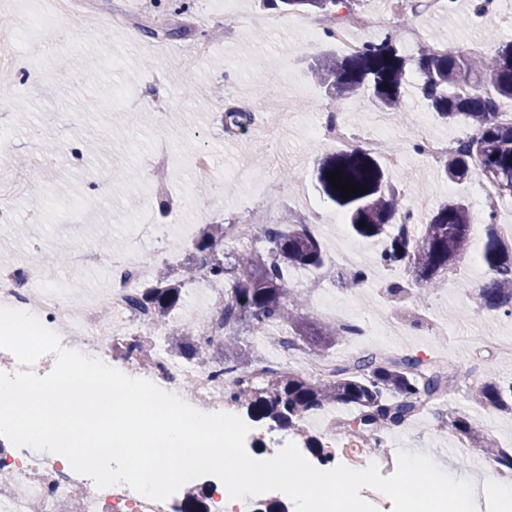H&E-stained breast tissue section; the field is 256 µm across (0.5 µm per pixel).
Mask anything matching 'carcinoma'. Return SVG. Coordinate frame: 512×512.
Listing matches in <instances>:
<instances>
[{"mask_svg": "<svg viewBox=\"0 0 512 512\" xmlns=\"http://www.w3.org/2000/svg\"><path fill=\"white\" fill-rule=\"evenodd\" d=\"M357 0H262L267 9L314 10L331 24L343 15L355 14ZM416 69L422 76L420 91L428 107L447 122L465 119L475 133L460 150L441 161L449 179H465L479 173L495 180L500 195L512 197V125L496 119L497 104L512 100V41L493 52L464 54L450 48H429L417 57L404 53L395 30L378 41H367L351 55L326 58L311 67V76L329 85L338 95L366 89L383 108L397 111L402 104L406 74ZM252 122L249 112L229 110L224 115V132L232 134ZM341 172L342 179L365 190L350 198L341 197L328 180V173ZM323 193L345 209L352 231L373 240L389 233L396 224L411 220L410 209L398 205L396 193L384 180V171L371 153L363 149L340 150L319 168ZM472 221L469 206L460 199L448 200L431 212L412 234L395 233L381 254L393 266L403 264L411 272L412 285L391 283L386 292L397 303L414 301L417 291L439 286L440 274L464 258L471 245ZM253 245L231 254L224 262L215 256L217 241L207 234L193 242L189 270L193 277L204 271L214 278L233 277L230 294L221 297L218 308L224 315V336L208 335L198 325L193 332L179 329L171 335L169 356L186 357L202 366L224 365L237 373L231 401L241 402L280 426L303 427L304 418L327 405L345 404L355 409L348 426L356 433L372 436L374 447L384 444L385 434L414 420L450 385L449 370L405 354L384 357L362 352L329 366L323 378H312L292 370L266 369L261 384H255L250 370L242 366L228 343L239 327L260 335L273 323L292 325L296 338L308 345L326 347L348 339L341 328L325 336L304 314L297 302L286 271L290 268L318 270L325 264V248L307 224H259ZM270 244L262 253L255 244ZM482 261L486 279L477 289L480 305L512 316V249L497 234L489 232ZM183 280L159 275L138 287L128 297L130 308L150 318L152 325L166 324L181 305ZM476 402L486 408L512 411V383L493 381L480 384L473 392ZM451 429L482 449L485 459L499 470L512 473V448H498L477 433L466 416L450 421Z\"/></svg>", "mask_w": 512, "mask_h": 512, "instance_id": "carcinoma-1", "label": "carcinoma"}]
</instances>
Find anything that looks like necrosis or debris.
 <instances>
[{
  "label": "necrosis or debris",
  "mask_w": 512,
  "mask_h": 512,
  "mask_svg": "<svg viewBox=\"0 0 512 512\" xmlns=\"http://www.w3.org/2000/svg\"><path fill=\"white\" fill-rule=\"evenodd\" d=\"M162 225L145 219L134 227L127 250L113 253L109 266L112 290L103 308H71L67 298L53 289L58 269L52 264L0 268V305L31 311L49 326L60 325L63 348L107 362L112 343L130 327L150 328V321L134 313L127 298L143 283L150 263L142 253L145 244L163 237ZM153 374L173 393L184 396L193 407L223 410L224 397L233 387L236 375L223 367L177 366L157 356ZM0 470L11 472L10 482L0 484V512H55L58 502L70 498L74 512H177L176 498L149 499L126 485L104 489L76 474L69 463L30 448H18L10 441L0 442Z\"/></svg>",
  "instance_id": "necrosis-or-debris-1"
}]
</instances>
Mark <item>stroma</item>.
<instances>
[{"mask_svg": "<svg viewBox=\"0 0 512 512\" xmlns=\"http://www.w3.org/2000/svg\"><path fill=\"white\" fill-rule=\"evenodd\" d=\"M76 2L75 12L45 30L37 47L20 45L13 65L0 68V113L7 114L10 124L7 139L0 141V188L10 187L20 170L37 169L43 177L39 195L16 196L8 220L0 222V267L32 263L40 251L94 252L104 237L110 238L113 251L123 250L146 208L153 221L169 226L174 240L183 244L166 256L150 253L152 271L177 273L193 240L208 225L231 224L246 211L264 208L266 183L279 181V218L313 225L327 251L358 247L371 274L359 287H343L333 278L308 295L306 311L317 326H328L320 306L329 302L343 305L346 316L369 329L368 335L319 350V357L342 360L374 349L452 365L453 388L441 412L426 413L392 431L386 447L369 452V461L378 465L381 476H389L402 448L428 454L441 469L483 484L487 474L479 468L482 452L475 448L468 456H456L455 447L466 440L444 427L442 418L468 416L497 445L512 448V413L482 407L470 398L478 382L512 380V356L481 344L487 335L512 341V318L479 309L467 295L485 278L481 252L488 227L473 223V251L455 263L456 285H442L425 301L409 305L408 316L398 315L386 287L405 280L406 272L380 264L384 240L366 241L351 233L344 214L318 181L320 163L336 151L335 145L309 137L319 113H337L349 136L359 142L367 131V114L375 107L367 94L339 97L312 79L308 65L315 58L346 54L332 39L312 44L295 28L301 19L319 24V14L291 12L286 27L261 32L248 22L250 15L261 12L260 0ZM228 13L238 18L230 33L224 29ZM404 21L465 52H490L512 40V31L499 29L493 18L474 24L470 8L460 4L447 13L422 10ZM148 26L164 30L165 54L153 52L152 39L143 34ZM200 43L208 44V52L194 67L185 68V53ZM419 81L417 73L408 74L398 126L383 134L385 144L396 145L402 155L400 167H385V176L406 207L422 193L435 205L447 198L472 202L477 177L447 180L437 159L412 148L411 131L422 116L431 134L442 140L474 132L468 121L446 123L431 113L416 91ZM281 94L296 105L285 124L268 134L251 125L226 140L224 113L229 106L254 113L265 100ZM162 140L169 141L177 157L159 167L153 155ZM46 148L56 150L57 160L43 170L38 158ZM203 149L211 152L215 171L208 194L194 197L188 192L194 180L189 161ZM105 270L98 260L80 272L64 266L59 285L77 300L99 297L108 287ZM456 336L475 343L473 355L449 351ZM231 410L249 426L245 445L255 457H266L290 442L313 462L331 451V440L320 426L303 432L274 428L245 405H232ZM312 438L319 449L309 448Z\"/></svg>", "mask_w": 512, "mask_h": 512, "instance_id": "obj_1", "label": "stroma"}]
</instances>
